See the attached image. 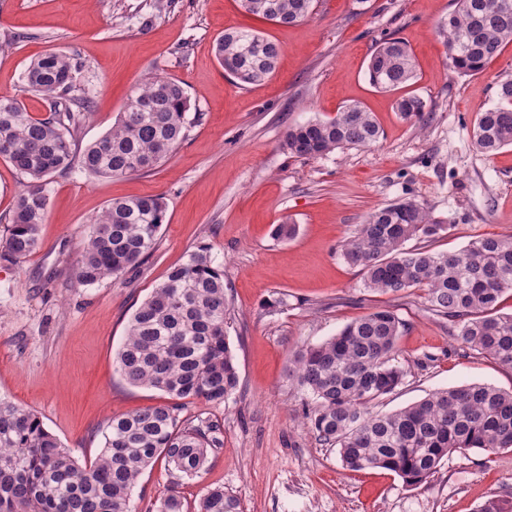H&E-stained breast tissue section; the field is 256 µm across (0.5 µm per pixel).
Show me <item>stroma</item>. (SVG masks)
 I'll return each instance as SVG.
<instances>
[{
	"label": "stroma",
	"instance_id": "1",
	"mask_svg": "<svg viewBox=\"0 0 512 512\" xmlns=\"http://www.w3.org/2000/svg\"><path fill=\"white\" fill-rule=\"evenodd\" d=\"M450 8L451 0H318L309 19L280 26L239 0H0V95L46 112L23 90L27 65L52 50L78 55L77 86L92 100L80 145L108 131L149 77L181 80L190 98L186 137L169 161L123 177H50L40 249L17 265L0 262V397L33 410L82 463L99 454L112 415L169 401L118 371L134 310L199 246L223 265L239 386L224 403L195 399L180 412L218 425L223 444L191 478L162 460L149 467L131 491L133 512H150L173 486L187 512L219 486L243 512H477L512 497V452L452 453L413 487L382 468L346 469L310 431L306 397L288 378L298 349L389 308L405 323L406 377L379 411L475 382L512 390V370L457 343L419 290L401 299L366 291L340 252L369 213L403 197L448 224L436 250L512 235V148L488 157L471 140L497 81L512 75V43L483 73L458 76L437 31ZM231 29L278 44L272 76L242 86L224 71L213 47ZM389 35L410 47L412 90L431 112L425 125L403 119L397 93L367 80L370 55ZM354 102L375 116L376 143L314 158L285 148L289 127ZM146 195L167 204L152 255L120 277L74 286L94 218L112 200ZM284 222L297 224L293 239L273 237Z\"/></svg>",
	"mask_w": 512,
	"mask_h": 512
}]
</instances>
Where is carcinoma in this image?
<instances>
[{
	"label": "carcinoma",
	"instance_id": "obj_1",
	"mask_svg": "<svg viewBox=\"0 0 512 512\" xmlns=\"http://www.w3.org/2000/svg\"><path fill=\"white\" fill-rule=\"evenodd\" d=\"M241 7L288 26L308 18L314 0H241ZM437 29L454 72L477 75L512 42V0H452ZM214 54L244 85L269 77L279 50L241 29L224 33ZM82 68L77 56L63 51L30 61L25 91L47 104L43 115L30 112L18 97H0V158L25 179L0 243V262L18 264L40 248L50 176L74 169L105 177L149 170L168 161L186 136L190 100L184 83L152 77L140 84L109 132L80 148L75 132L90 113L89 98L76 94ZM367 76L386 92L413 85L407 43L383 39L370 56ZM396 107L418 123L429 114L426 101L412 92ZM379 137L371 113L354 103L334 118L289 127L285 147L307 158L368 146ZM471 139L488 156L512 147V76L497 83L495 102L478 114ZM166 213L159 195L112 201L78 254L75 283L92 286L139 264L155 248ZM447 232L448 225L421 203L400 198L358 225L342 245V257L372 292L402 298L422 289L426 308L448 320L462 347L512 369V314L497 313L500 298L512 290V237L477 239L455 252L436 250L433 244ZM413 239L418 244L406 246ZM226 315L224 268L201 246L135 309L116 357L128 384L160 390L173 403L113 416L90 464H80L33 411L0 399V512H131L133 486L158 459L181 477L196 475L220 440L214 428L185 423L179 414L185 400L221 404L238 387ZM404 330L395 311L378 308L294 354L289 378L310 398L305 417L316 439L337 448L346 468H383L409 486L427 481L453 452L512 449V391L489 384L438 390L395 412L375 411L404 382L397 352ZM152 512H184L176 488ZM197 512H241L240 502L215 488Z\"/></svg>",
	"mask_w": 512,
	"mask_h": 512
}]
</instances>
